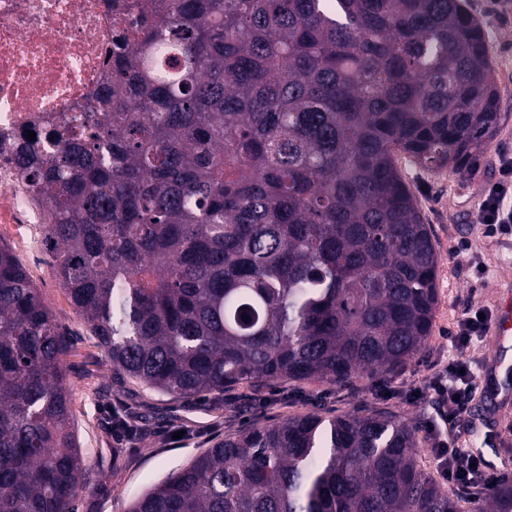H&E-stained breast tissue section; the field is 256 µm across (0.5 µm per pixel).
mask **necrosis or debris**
<instances>
[{
    "label": "necrosis or debris",
    "instance_id": "1",
    "mask_svg": "<svg viewBox=\"0 0 512 512\" xmlns=\"http://www.w3.org/2000/svg\"><path fill=\"white\" fill-rule=\"evenodd\" d=\"M139 0H0V142L56 152L53 125L82 115L112 78L118 22ZM11 154L0 149V224H41Z\"/></svg>",
    "mask_w": 512,
    "mask_h": 512
}]
</instances>
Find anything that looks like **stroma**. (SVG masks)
I'll return each instance as SVG.
<instances>
[{
  "mask_svg": "<svg viewBox=\"0 0 512 512\" xmlns=\"http://www.w3.org/2000/svg\"><path fill=\"white\" fill-rule=\"evenodd\" d=\"M484 32L501 110L497 135L480 168L462 178L445 169L432 171L401 157L396 160L431 227L439 254L432 337L418 359L398 370L364 373L342 386L288 380L261 386L245 383L219 400H171L113 374L105 351L61 287L56 262L46 246L28 251L22 244L26 225L0 226V242L12 249L67 332L62 363L86 468V488L73 501L74 512H127L147 489L243 426L272 424L299 414L330 417L375 407L389 408L419 425L433 416L431 403L398 396V389L426 375L430 361L447 351V335L468 307L478 304L496 310L499 283L512 282V238L486 237L475 218L484 186L496 177L501 158L512 157V22L485 27ZM478 261L486 266L484 274L475 272ZM126 408L143 416L146 433L129 437L113 430V416Z\"/></svg>",
  "mask_w": 512,
  "mask_h": 512,
  "instance_id": "stroma-1",
  "label": "stroma"
}]
</instances>
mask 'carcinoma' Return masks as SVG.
<instances>
[{"label":"carcinoma","instance_id":"obj_1","mask_svg":"<svg viewBox=\"0 0 512 512\" xmlns=\"http://www.w3.org/2000/svg\"><path fill=\"white\" fill-rule=\"evenodd\" d=\"M98 111L14 146L112 373L172 400L342 384L432 335L439 256L395 164L470 173L498 130L464 0H141ZM66 333L0 243V512L85 483ZM387 409L224 435L129 512H462ZM512 512V479L482 493Z\"/></svg>","mask_w":512,"mask_h":512}]
</instances>
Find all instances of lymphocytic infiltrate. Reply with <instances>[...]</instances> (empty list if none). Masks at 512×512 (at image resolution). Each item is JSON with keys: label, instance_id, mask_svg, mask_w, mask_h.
<instances>
[{"label": "lymphocytic infiltrate", "instance_id": "obj_1", "mask_svg": "<svg viewBox=\"0 0 512 512\" xmlns=\"http://www.w3.org/2000/svg\"><path fill=\"white\" fill-rule=\"evenodd\" d=\"M490 238L512 237V158H502L498 176L481 194L476 212ZM487 307L466 310L448 335V356L437 360L424 379L408 385L405 394L432 403L435 415L422 426L428 452L444 478L461 487L492 488L496 483L485 460L466 448L457 433L469 410L478 377L474 361L463 358L464 347L481 341L489 321Z\"/></svg>", "mask_w": 512, "mask_h": 512}]
</instances>
